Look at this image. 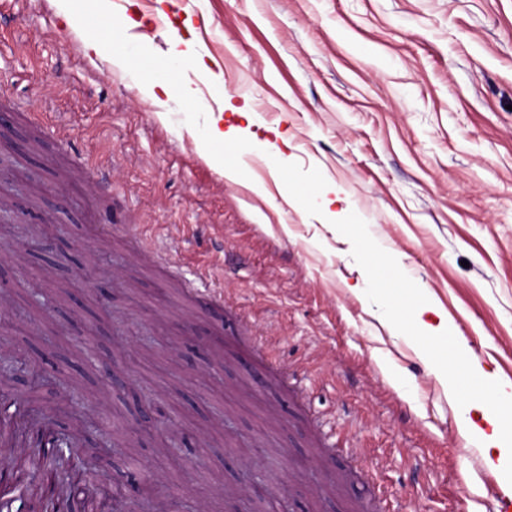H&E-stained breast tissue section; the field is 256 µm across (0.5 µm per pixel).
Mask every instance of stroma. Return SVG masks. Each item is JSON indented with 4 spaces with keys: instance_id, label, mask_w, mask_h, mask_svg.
<instances>
[{
    "instance_id": "stroma-1",
    "label": "stroma",
    "mask_w": 512,
    "mask_h": 512,
    "mask_svg": "<svg viewBox=\"0 0 512 512\" xmlns=\"http://www.w3.org/2000/svg\"><path fill=\"white\" fill-rule=\"evenodd\" d=\"M60 8L0 0V394L78 431L124 512L511 502L363 276L397 253L402 287L512 383V0H111L108 23L76 0L100 55ZM187 21L252 103L224 115L248 131L234 177L206 77L191 112L146 91ZM331 184L355 243L313 209ZM215 288L231 315L190 299ZM271 357L299 400L269 386ZM148 394L161 429L137 434Z\"/></svg>"
}]
</instances>
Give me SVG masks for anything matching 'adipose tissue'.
<instances>
[{"mask_svg":"<svg viewBox=\"0 0 512 512\" xmlns=\"http://www.w3.org/2000/svg\"><path fill=\"white\" fill-rule=\"evenodd\" d=\"M404 297L410 314L403 326L449 398L460 401L465 412L464 432L479 442L489 468L512 461V385L500 383L463 344L445 353L442 346L448 338L447 317L418 291L405 290Z\"/></svg>","mask_w":512,"mask_h":512,"instance_id":"adipose-tissue-1","label":"adipose tissue"}]
</instances>
